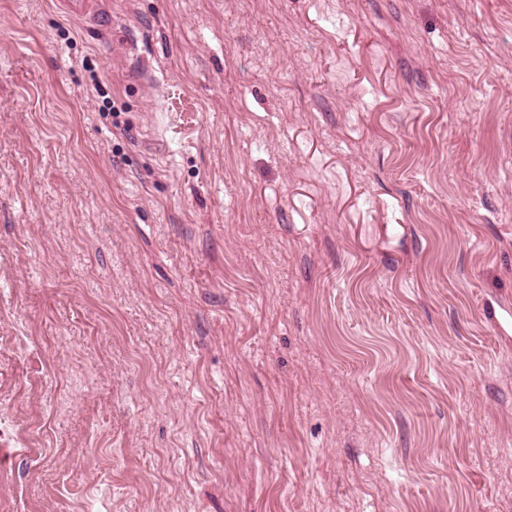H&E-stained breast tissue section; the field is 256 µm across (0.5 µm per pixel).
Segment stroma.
<instances>
[{"label":"stroma","instance_id":"1","mask_svg":"<svg viewBox=\"0 0 512 512\" xmlns=\"http://www.w3.org/2000/svg\"><path fill=\"white\" fill-rule=\"evenodd\" d=\"M0 0V512H512V0ZM66 6V12L79 19L85 20L93 26L108 28L112 21L110 17L105 14L97 1L93 0H62Z\"/></svg>","mask_w":512,"mask_h":512}]
</instances>
